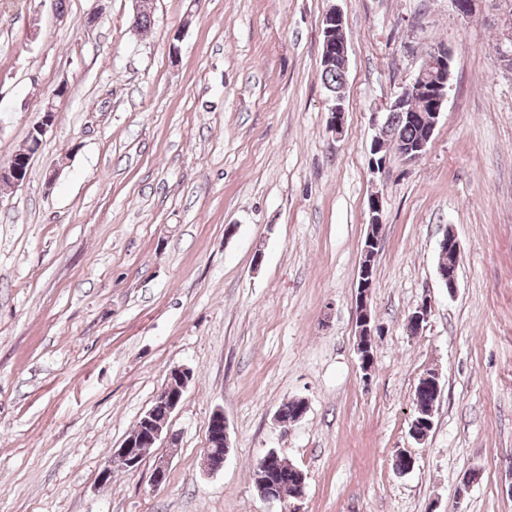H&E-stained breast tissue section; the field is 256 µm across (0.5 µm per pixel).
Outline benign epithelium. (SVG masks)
Instances as JSON below:
<instances>
[{
    "label": "benign epithelium",
    "instance_id": "7a95c632",
    "mask_svg": "<svg viewBox=\"0 0 512 512\" xmlns=\"http://www.w3.org/2000/svg\"><path fill=\"white\" fill-rule=\"evenodd\" d=\"M323 30L326 39L324 41L323 51L328 60L336 59L341 64L342 69H347L348 46L347 40L343 37L344 20L340 13L331 11L327 13L323 20ZM451 52L444 45L433 46L430 52L421 54V63L417 75L406 84L393 100L386 103L382 120H387V113L402 112L410 120H420L426 126L425 138L416 149H409L400 154V158L407 164L418 162L427 152L435 131L437 119L443 111L448 99V80L450 77ZM334 101L330 110L329 129L335 135L343 133L344 112L343 96L332 97ZM57 108L54 102H49L42 110L41 119L32 127V131L43 137L54 125L56 120ZM24 160L10 161L0 164V177L11 182L12 187L18 188L27 180L24 175ZM458 266L445 268L438 267V276L442 286L448 288V293L452 294L458 286L457 279ZM370 266H365L364 270L359 272L358 281L361 282L359 288L358 300L355 301L356 308V327L363 331V335L369 337V341L362 345V351L358 352L361 369L368 374L372 371L374 356L371 352L373 341L375 340L378 324L372 322L367 315L369 308V290L363 279L368 276ZM190 379V372L183 366L172 367L158 390L152 405L140 417L139 422L149 428V435L145 442L153 448L160 442H166L167 447L174 448L178 444V436L173 433L169 426V419L181 403L184 389ZM210 423L217 426L220 430L219 437L223 439L222 446L224 451H229V432L228 423L221 409L215 410L210 418ZM138 441L129 438L122 442L120 448L113 456L104 462L99 473V485L107 487L111 483L112 465L115 462L120 463L127 470L138 469L142 459L143 451L137 448ZM281 463L280 454L274 450H269L263 457L256 462L255 471L257 472L254 488L265 500L277 501V495L274 486L262 480V475L273 469Z\"/></svg>",
    "mask_w": 512,
    "mask_h": 512
}]
</instances>
